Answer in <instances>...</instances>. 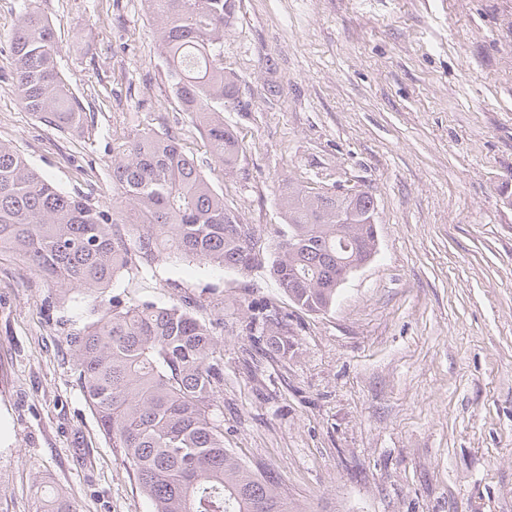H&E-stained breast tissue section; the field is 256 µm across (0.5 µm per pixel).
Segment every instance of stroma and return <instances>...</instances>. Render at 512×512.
Returning a JSON list of instances; mask_svg holds the SVG:
<instances>
[{"mask_svg": "<svg viewBox=\"0 0 512 512\" xmlns=\"http://www.w3.org/2000/svg\"><path fill=\"white\" fill-rule=\"evenodd\" d=\"M36 5L94 128L22 107L20 2L0 0L1 141L105 211L114 150L138 132L178 136L208 168L145 0ZM224 68L248 105L223 112L242 148L209 174L225 202L272 241L286 184L369 191L377 256L315 314L265 270L172 255L98 293L1 253L0 512H36L45 486L76 512H151L77 380L70 338L104 299L223 319L224 444L293 512H512V0H235ZM271 301L291 347L263 355L246 325Z\"/></svg>", "mask_w": 512, "mask_h": 512, "instance_id": "obj_1", "label": "stroma"}]
</instances>
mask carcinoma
<instances>
[{"label": "carcinoma", "instance_id": "carcinoma-1", "mask_svg": "<svg viewBox=\"0 0 512 512\" xmlns=\"http://www.w3.org/2000/svg\"><path fill=\"white\" fill-rule=\"evenodd\" d=\"M171 88L195 114L213 169L229 171L240 153L224 127V108L238 107L239 86L224 72V32L233 0H146ZM17 90L24 108L58 131L88 127V116L58 66L54 32L31 0H22L11 39ZM112 212L89 196L67 193L0 141V252L22 255L60 284L102 290L116 274L180 251L202 263L246 272L241 223L194 159L171 135L144 131L112 160ZM280 205L288 243L274 245L269 273L298 308L325 312L336 289V263L317 261L350 235L374 243L375 201L367 191L325 193L288 184ZM263 349H288L281 312L261 306L248 323ZM78 381L110 445L119 452L153 512H290L270 472L253 470L224 447L221 372L207 363L215 344L211 323L171 304L105 308L72 337ZM37 512H74L58 491H40Z\"/></svg>", "mask_w": 512, "mask_h": 512}]
</instances>
